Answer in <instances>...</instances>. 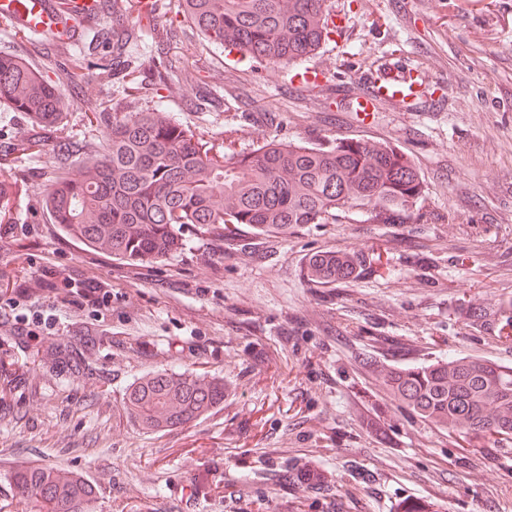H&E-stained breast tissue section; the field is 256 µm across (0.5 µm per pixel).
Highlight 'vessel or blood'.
<instances>
[{"instance_id": "1", "label": "vessel or blood", "mask_w": 512, "mask_h": 512, "mask_svg": "<svg viewBox=\"0 0 512 512\" xmlns=\"http://www.w3.org/2000/svg\"><path fill=\"white\" fill-rule=\"evenodd\" d=\"M99 0H0V17L16 27L40 34L73 31L78 20H87L99 11ZM374 96L402 100L412 93L405 77L389 75L373 84Z\"/></svg>"}]
</instances>
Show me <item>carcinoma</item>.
I'll use <instances>...</instances> for the list:
<instances>
[{
	"label": "carcinoma",
	"mask_w": 512,
	"mask_h": 512,
	"mask_svg": "<svg viewBox=\"0 0 512 512\" xmlns=\"http://www.w3.org/2000/svg\"><path fill=\"white\" fill-rule=\"evenodd\" d=\"M327 0H178V11L209 47L237 51L255 64L298 66L320 48L336 26ZM127 0H112V26L86 32L82 64L93 77L126 88L140 72V58L127 50L139 26L128 24ZM107 46L111 53L102 55ZM181 61L160 59L156 85L172 90L183 81ZM73 63L48 69L22 56L0 55V103L24 115L32 134L3 145L8 153L53 143L40 173L45 219L91 250L129 265L165 260L182 250L180 229L191 224L219 241L227 224H243L278 238L302 224H334L352 210L365 221L393 224L419 215L424 189L411 160L397 148L336 138L306 146L270 138L236 153L214 150L161 109L111 112L96 98L85 100L100 135L61 140L65 87ZM364 255L345 250L310 255L303 267L309 285L332 286L358 278ZM475 328L512 327V303L501 319L470 310ZM94 345L67 341L37 353L42 369L67 378L89 377ZM383 379L398 406L410 415L449 429L512 440V367L471 357L385 369ZM224 402V382L165 370L134 383L125 413L144 430L183 426ZM290 485L331 496L328 475L288 465ZM33 512H89L94 489L51 468L28 467L13 475Z\"/></svg>",
	"instance_id": "cac0c4a2"
}]
</instances>
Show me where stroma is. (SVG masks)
<instances>
[{
  "mask_svg": "<svg viewBox=\"0 0 512 512\" xmlns=\"http://www.w3.org/2000/svg\"><path fill=\"white\" fill-rule=\"evenodd\" d=\"M341 27L306 65H249L206 50L176 0H159L143 44L175 26L171 52L184 81L157 98L145 60L132 95L156 101L204 142L231 152L277 137L320 145L337 137L393 145L414 162L421 216L394 224L354 214L305 224L279 239L247 226L229 244L185 226L183 249L129 266L63 235L37 212L29 159L0 163L21 192L0 213V512H29L12 481L25 467L78 475L92 512H327V499L276 476L288 464L332 475L344 512H512V451L491 437L451 432L399 409L370 357L390 367L469 356L512 366V341L471 326L467 312L512 301V0H328ZM395 66L426 89L403 108L357 97ZM223 94L212 112L185 105L196 89ZM121 111L111 83L65 91V139L87 131L84 93ZM347 250L366 275L309 287L307 257ZM88 284L111 299L92 305ZM97 339V375L61 379L33 367L37 350ZM167 370L217 377L224 401L194 421L146 433L123 409L126 388ZM370 471L364 484L350 465Z\"/></svg>",
  "mask_w": 512,
  "mask_h": 512,
  "instance_id": "obj_1",
  "label": "stroma"
}]
</instances>
